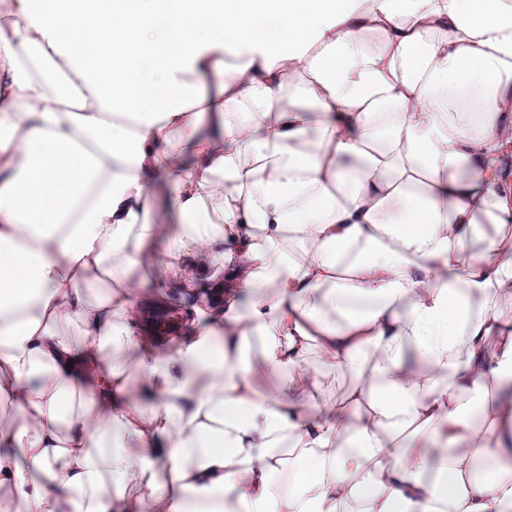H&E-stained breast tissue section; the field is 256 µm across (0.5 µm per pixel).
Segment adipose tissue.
<instances>
[{"label": "adipose tissue", "mask_w": 512, "mask_h": 512, "mask_svg": "<svg viewBox=\"0 0 512 512\" xmlns=\"http://www.w3.org/2000/svg\"><path fill=\"white\" fill-rule=\"evenodd\" d=\"M511 142L512 0H0V512H512ZM172 263L176 262L168 257L167 243L162 239L155 242L151 248V257L145 261L144 266L138 272L145 279L143 288L149 292L151 289L160 288L163 285L167 294L176 291L179 296L169 295L171 302L167 303V306L179 305V300H181L187 309H191L194 302V296L191 293L185 292L183 288H168V281L173 277Z\"/></svg>", "instance_id": "ef3b65f1"}]
</instances>
